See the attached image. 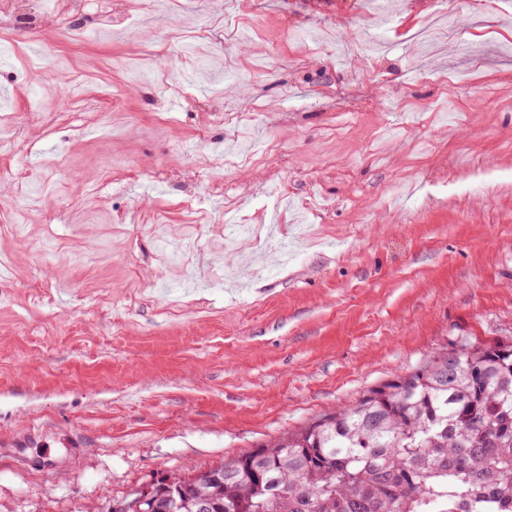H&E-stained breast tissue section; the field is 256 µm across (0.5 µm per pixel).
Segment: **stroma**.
Listing matches in <instances>:
<instances>
[{
    "instance_id": "35a3bbf8",
    "label": "stroma",
    "mask_w": 512,
    "mask_h": 512,
    "mask_svg": "<svg viewBox=\"0 0 512 512\" xmlns=\"http://www.w3.org/2000/svg\"><path fill=\"white\" fill-rule=\"evenodd\" d=\"M447 7L87 0L0 42V512H112L512 339V0Z\"/></svg>"
}]
</instances>
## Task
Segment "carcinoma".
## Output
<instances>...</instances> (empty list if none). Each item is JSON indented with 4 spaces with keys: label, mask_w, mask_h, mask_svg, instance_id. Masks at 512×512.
Masks as SVG:
<instances>
[{
    "label": "carcinoma",
    "mask_w": 512,
    "mask_h": 512,
    "mask_svg": "<svg viewBox=\"0 0 512 512\" xmlns=\"http://www.w3.org/2000/svg\"><path fill=\"white\" fill-rule=\"evenodd\" d=\"M179 512H448L512 506V342L441 346L351 404L193 479L149 484Z\"/></svg>",
    "instance_id": "1"
}]
</instances>
